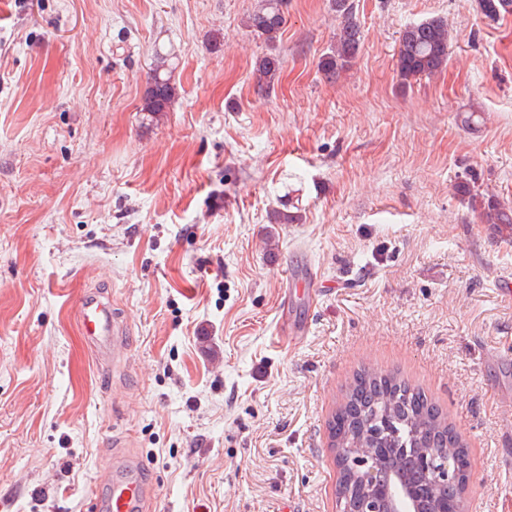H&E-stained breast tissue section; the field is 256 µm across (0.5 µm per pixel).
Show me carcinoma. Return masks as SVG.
I'll list each match as a JSON object with an SVG mask.
<instances>
[{"mask_svg":"<svg viewBox=\"0 0 512 512\" xmlns=\"http://www.w3.org/2000/svg\"><path fill=\"white\" fill-rule=\"evenodd\" d=\"M284 0H261L248 15L246 27L269 43L276 42L285 24ZM332 10L340 19L336 43L322 58L324 73L333 77L349 65L359 53L364 35L357 20L353 0H332ZM481 13L490 19L512 14V0H478ZM447 24L429 18L407 25L401 32L398 47V77L402 87L425 76H434L448 65ZM173 65L164 56L153 69L144 92L141 111L151 119L169 110L176 96ZM259 88L275 89L281 74L279 56L268 54L256 62ZM460 195L469 198L472 208L485 218L495 231L512 233V205L496 196L481 193L467 182L456 186ZM288 195L281 208L272 213L275 224H295L300 214L288 210ZM330 447L355 448L368 458L385 481H398L418 490L417 512H456L461 497V483L448 482L439 489L427 483L422 462L428 455L455 454L464 478L470 477L471 461L461 436L448 422L443 406L425 390L396 373H382L365 367L356 372L339 405L327 422ZM337 490L359 494L364 485L356 472L341 468Z\"/></svg>","mask_w":512,"mask_h":512,"instance_id":"obj_1","label":"carcinoma"}]
</instances>
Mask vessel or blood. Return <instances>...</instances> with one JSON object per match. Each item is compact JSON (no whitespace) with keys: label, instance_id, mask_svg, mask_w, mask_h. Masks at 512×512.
Instances as JSON below:
<instances>
[{"label":"vessel or blood","instance_id":"vessel-or-blood-1","mask_svg":"<svg viewBox=\"0 0 512 512\" xmlns=\"http://www.w3.org/2000/svg\"><path fill=\"white\" fill-rule=\"evenodd\" d=\"M78 313L82 334L99 362L115 359L125 345V328L117 321L110 298L98 291H85L78 299ZM94 486L106 493L105 498L96 503L97 512H148L151 481L142 466L134 461L100 470L94 478Z\"/></svg>","mask_w":512,"mask_h":512}]
</instances>
